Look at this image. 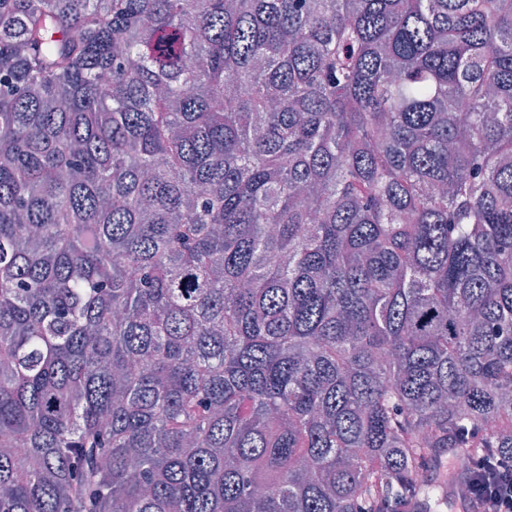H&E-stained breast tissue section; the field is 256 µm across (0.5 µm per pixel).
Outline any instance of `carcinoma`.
Instances as JSON below:
<instances>
[{
    "mask_svg": "<svg viewBox=\"0 0 512 512\" xmlns=\"http://www.w3.org/2000/svg\"><path fill=\"white\" fill-rule=\"evenodd\" d=\"M497 448L512 0H0V512L433 507Z\"/></svg>",
    "mask_w": 512,
    "mask_h": 512,
    "instance_id": "obj_1",
    "label": "carcinoma"
}]
</instances>
